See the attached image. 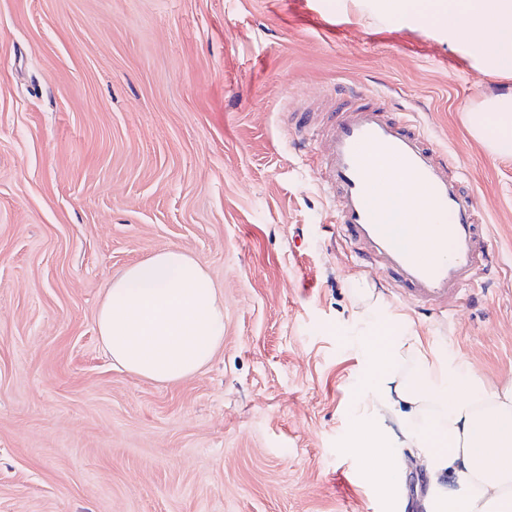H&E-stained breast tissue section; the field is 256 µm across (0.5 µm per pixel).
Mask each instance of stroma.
Instances as JSON below:
<instances>
[{
    "label": "stroma",
    "mask_w": 512,
    "mask_h": 512,
    "mask_svg": "<svg viewBox=\"0 0 512 512\" xmlns=\"http://www.w3.org/2000/svg\"><path fill=\"white\" fill-rule=\"evenodd\" d=\"M381 0H0V512H384L342 455L372 288L512 381V157L469 132L512 76ZM388 95L464 164L493 267L456 318L394 298L334 226L288 115ZM167 249L224 297L196 374L113 364L97 306Z\"/></svg>",
    "instance_id": "1"
}]
</instances>
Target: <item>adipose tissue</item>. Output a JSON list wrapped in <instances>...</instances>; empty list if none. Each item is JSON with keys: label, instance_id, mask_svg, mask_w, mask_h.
<instances>
[{"label": "adipose tissue", "instance_id": "obj_1", "mask_svg": "<svg viewBox=\"0 0 512 512\" xmlns=\"http://www.w3.org/2000/svg\"><path fill=\"white\" fill-rule=\"evenodd\" d=\"M392 12L451 19L462 47L512 74V0H388ZM469 129L492 153L512 156V97L493 96ZM366 383L352 401L346 452L361 481L404 512L405 448L427 477L424 512H512V382L491 387L471 364L421 336L382 295L355 289ZM96 324L107 354L128 372L173 382L197 373L224 338V303L193 257L168 249L111 279Z\"/></svg>", "mask_w": 512, "mask_h": 512}]
</instances>
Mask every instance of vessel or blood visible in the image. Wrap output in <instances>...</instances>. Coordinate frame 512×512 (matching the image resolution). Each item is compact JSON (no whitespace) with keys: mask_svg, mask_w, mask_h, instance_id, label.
<instances>
[{"mask_svg":"<svg viewBox=\"0 0 512 512\" xmlns=\"http://www.w3.org/2000/svg\"><path fill=\"white\" fill-rule=\"evenodd\" d=\"M298 149L316 143L314 173L352 251L378 266L396 293L454 311L491 256L486 215L454 156L412 113L389 111L379 93L339 84L320 105L297 113ZM423 198L403 220L404 196Z\"/></svg>","mask_w":512,"mask_h":512,"instance_id":"vessel-or-blood-1","label":"vessel or blood"}]
</instances>
